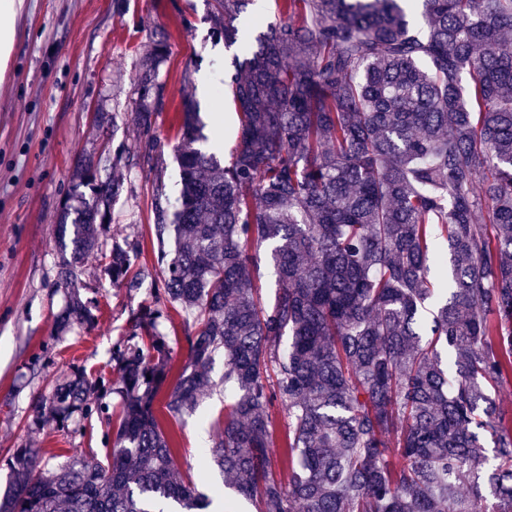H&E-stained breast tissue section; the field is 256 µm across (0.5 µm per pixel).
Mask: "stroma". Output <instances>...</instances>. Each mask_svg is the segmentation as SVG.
Wrapping results in <instances>:
<instances>
[{
    "mask_svg": "<svg viewBox=\"0 0 512 512\" xmlns=\"http://www.w3.org/2000/svg\"><path fill=\"white\" fill-rule=\"evenodd\" d=\"M14 46L0 73V493L12 479L8 461L17 448H37L42 468L54 469L74 454H103L106 429L98 415L78 428L31 423V402L51 395L77 369L112 378V348L125 333L146 290L113 284L101 266L77 269L72 286L87 303L92 325L55 333L66 304L56 284L61 211L75 207L73 166L79 157L99 163L101 179L123 183L111 203L104 244L139 237L134 269L154 272L151 186L163 173L178 195L175 113L184 93L198 96L203 121L213 112L232 147L239 118L232 105H217L234 72L223 42L214 40L206 0H25L14 21ZM167 38L171 55L159 68L165 109L156 118L158 172L113 167L118 148L132 146L133 83L150 40ZM211 92L201 96L202 83ZM224 391H206L195 412L171 418L164 401L155 412L176 442L175 462L190 469L215 512L223 489L217 467L196 465L222 428Z\"/></svg>",
    "mask_w": 512,
    "mask_h": 512,
    "instance_id": "stroma-1",
    "label": "stroma"
}]
</instances>
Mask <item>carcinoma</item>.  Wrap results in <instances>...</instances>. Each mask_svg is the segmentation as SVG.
<instances>
[{
	"label": "carcinoma",
	"instance_id": "1",
	"mask_svg": "<svg viewBox=\"0 0 512 512\" xmlns=\"http://www.w3.org/2000/svg\"><path fill=\"white\" fill-rule=\"evenodd\" d=\"M207 2L212 35L238 51L236 143L227 158L209 146L182 98V189L173 200L154 179L161 276L112 350L117 378L79 369L32 403L38 425L100 414L107 464L81 456L42 474L39 452L17 448L0 512H197L154 404L165 389L172 417L194 411L218 354L234 395L200 468L216 465L254 512H512V417L496 399L512 385V0H421L417 23L411 0H275L259 32L239 23L252 0ZM168 55L158 40L143 56L139 145L118 163L155 167ZM74 178L92 202L60 215L66 286L103 260L120 188L96 182L91 161ZM440 240L446 292L431 281ZM140 253L115 240L104 266L131 292L146 281L131 271ZM170 308L193 316L174 379ZM74 321H91L75 292L57 331ZM92 387L119 409L91 408Z\"/></svg>",
	"mask_w": 512,
	"mask_h": 512
}]
</instances>
